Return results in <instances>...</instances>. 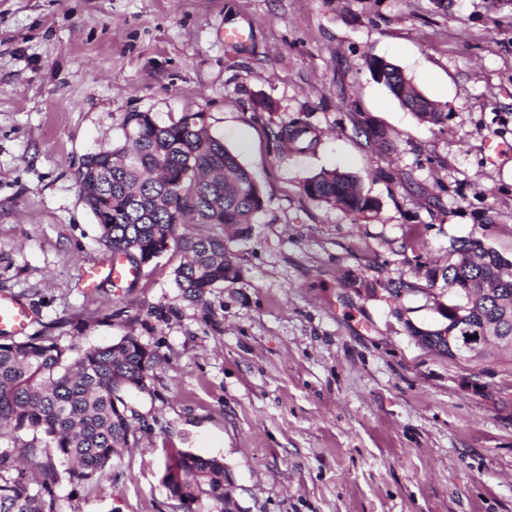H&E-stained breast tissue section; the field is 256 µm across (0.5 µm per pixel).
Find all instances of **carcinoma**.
<instances>
[{"instance_id": "cac0c4a2", "label": "carcinoma", "mask_w": 512, "mask_h": 512, "mask_svg": "<svg viewBox=\"0 0 512 512\" xmlns=\"http://www.w3.org/2000/svg\"><path fill=\"white\" fill-rule=\"evenodd\" d=\"M373 77L420 120L441 123L448 114L421 95L395 65L369 58ZM124 139L109 150L85 154L74 171L86 207L99 226L100 242L115 261L139 271L174 248L182 253L173 269L182 300L203 304L212 289L241 278L224 235L184 237L189 222L235 226L249 233L263 204L261 189L238 156L213 136L202 113H185L168 123L148 112H129ZM276 137L299 153L317 139L303 121L281 127ZM314 200L350 214H366L377 201L358 180L340 171H322L306 180ZM512 262L479 238L454 240L443 266L427 268L428 282L441 280L464 293L457 303H439L441 320L426 328L407 325L421 346L456 364L494 361L512 349ZM470 335L492 336L477 353ZM73 348L50 334L21 341L0 338V512H56L62 479L91 486L112 473L114 462L135 446L139 414L125 396L148 390L147 381L164 357L136 336L107 346ZM164 482L185 506L202 497L224 501V463L175 449Z\"/></svg>"}]
</instances>
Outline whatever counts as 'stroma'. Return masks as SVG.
I'll return each instance as SVG.
<instances>
[{"mask_svg":"<svg viewBox=\"0 0 512 512\" xmlns=\"http://www.w3.org/2000/svg\"><path fill=\"white\" fill-rule=\"evenodd\" d=\"M372 56L447 120L405 110ZM129 112L203 113L262 189L250 236L224 230L241 278L205 304L181 299L174 250L83 285L110 255L74 170ZM297 120L312 151L276 138ZM334 169L378 209L306 195ZM472 235L512 261V0H0V294L36 311L29 335L166 358L128 398L138 447L98 485L60 482L57 512H184L170 448L223 461L237 512H512V366L451 364L406 329L453 300L425 266Z\"/></svg>","mask_w":512,"mask_h":512,"instance_id":"stroma-1","label":"stroma"}]
</instances>
